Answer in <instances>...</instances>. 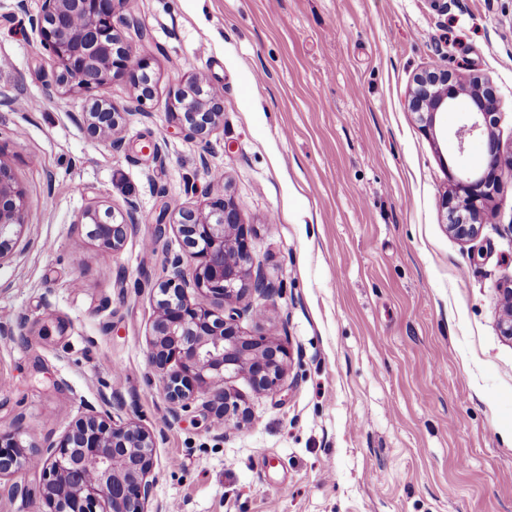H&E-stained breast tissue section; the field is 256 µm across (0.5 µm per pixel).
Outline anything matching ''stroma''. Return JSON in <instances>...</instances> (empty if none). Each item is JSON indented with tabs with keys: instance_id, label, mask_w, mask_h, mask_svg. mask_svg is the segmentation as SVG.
<instances>
[{
	"instance_id": "stroma-1",
	"label": "stroma",
	"mask_w": 512,
	"mask_h": 512,
	"mask_svg": "<svg viewBox=\"0 0 512 512\" xmlns=\"http://www.w3.org/2000/svg\"><path fill=\"white\" fill-rule=\"evenodd\" d=\"M26 11L0 0V157L27 201L0 257V429L60 438L111 398L157 438L154 512H512V342L498 329L512 282V174L478 237L446 228L448 175L479 166L459 150V112L434 134L408 108L414 77L440 65L488 77L494 128L512 147V0H131L125 46L152 58L156 94L121 150L79 122L90 101L59 68ZM148 40H140L137 29ZM221 88L209 143L170 119L188 75ZM161 156H154V146ZM230 192L254 260L282 292L244 331L278 327L291 352L280 395L231 383L251 419L225 432L198 396L170 419L147 338L174 229L162 206ZM141 222L121 250L72 223L90 203ZM0 481V512H46Z\"/></svg>"
}]
</instances>
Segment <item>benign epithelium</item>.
Returning a JSON list of instances; mask_svg holds the SVG:
<instances>
[{"mask_svg": "<svg viewBox=\"0 0 512 512\" xmlns=\"http://www.w3.org/2000/svg\"><path fill=\"white\" fill-rule=\"evenodd\" d=\"M128 0H41L40 11L30 16L32 30L50 51L60 68L58 84L86 92L101 89L129 77L134 95L129 99H93L82 113V125L93 138L123 147L126 121L143 114L156 93L151 58L133 55L121 45L120 11ZM203 80L190 77L169 90V114L187 134L208 142L224 112L223 96ZM466 96L470 107L466 122L456 131L459 146L468 136L485 137L486 150L480 170L460 177L448 175L450 188L439 197V208L451 217L450 232L463 241L478 236L485 224L487 204L497 192L512 154H504L493 134L497 124V96L489 82L474 87L436 67L419 74L411 88L409 108L418 114L422 129L432 132L436 117L456 110ZM242 205L226 193L202 206H163L161 218H170L182 239L184 253L166 260L167 277L158 285L148 335V357L162 374L169 415L176 420L198 395L208 396L211 417L224 431L241 428L249 410L225 383L239 375L248 377L264 394L282 391L289 350L275 331L263 335L243 332L240 319L256 312L249 295L269 300L281 293L254 265L249 228ZM27 202L16 184L11 167L0 159V258L13 248L25 225ZM141 223L136 201L129 199L116 212L87 206L74 221V229L116 252ZM193 288L220 306L215 310L192 303L186 289ZM507 299L499 320L502 336L512 341V288L502 289ZM245 305L238 306V303ZM109 399L100 409L79 418L47 454L28 457L20 440L22 427L0 432V479L12 477L37 460L44 482L40 496L49 512H149L154 498L155 434L134 421H117Z\"/></svg>", "mask_w": 512, "mask_h": 512, "instance_id": "1", "label": "benign epithelium"}]
</instances>
